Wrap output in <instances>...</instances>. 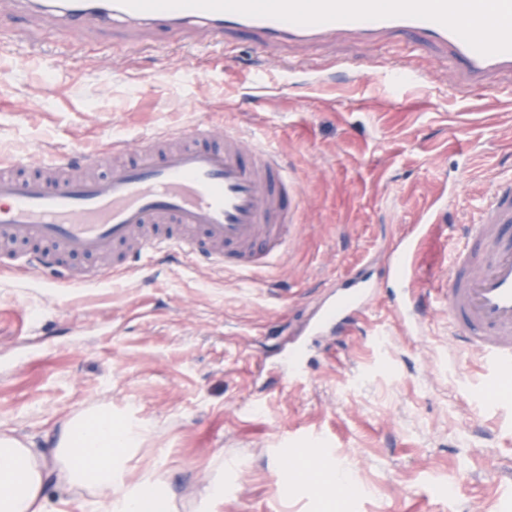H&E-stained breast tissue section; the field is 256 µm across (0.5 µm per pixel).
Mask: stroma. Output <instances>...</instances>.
Masks as SVG:
<instances>
[{"mask_svg":"<svg viewBox=\"0 0 512 512\" xmlns=\"http://www.w3.org/2000/svg\"><path fill=\"white\" fill-rule=\"evenodd\" d=\"M0 30V159L31 167L116 137L133 151L204 123L269 142L303 199L285 260L251 278L147 255L80 288L0 271V429L46 450L64 420L111 406L147 427L123 479L161 481L172 512H203L218 478L216 512H512V373L463 354L439 306L408 338L383 290L311 353L301 385L272 367L324 286L378 274L440 187L454 194L448 223L467 224L512 177V75L457 94L442 49L406 34L290 48L298 68L285 78L245 41L228 57L203 41L133 47L121 28L73 43L8 12ZM396 60L420 72L418 87L392 85ZM455 245L445 234L427 244L421 289ZM339 462L359 493L327 490Z\"/></svg>","mask_w":512,"mask_h":512,"instance_id":"1","label":"stroma"}]
</instances>
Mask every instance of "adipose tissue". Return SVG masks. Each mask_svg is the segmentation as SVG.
I'll use <instances>...</instances> for the list:
<instances>
[{
	"label": "adipose tissue",
	"mask_w": 512,
	"mask_h": 512,
	"mask_svg": "<svg viewBox=\"0 0 512 512\" xmlns=\"http://www.w3.org/2000/svg\"><path fill=\"white\" fill-rule=\"evenodd\" d=\"M146 431L138 422H117L108 406L64 422L47 454L0 431V512H55L49 488L56 479L90 490L89 512H170L159 483L146 478L130 485L121 477L124 456Z\"/></svg>",
	"instance_id": "ef3b65f1"
}]
</instances>
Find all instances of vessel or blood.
<instances>
[{
	"instance_id": "vessel-or-blood-1",
	"label": "vessel or blood",
	"mask_w": 512,
	"mask_h": 512,
	"mask_svg": "<svg viewBox=\"0 0 512 512\" xmlns=\"http://www.w3.org/2000/svg\"><path fill=\"white\" fill-rule=\"evenodd\" d=\"M30 19L53 18L66 33L128 26L132 39L157 34L185 42L203 29L209 44L227 36L254 38L261 54L339 37L376 43L395 33L437 45L463 74L462 88H486L512 74V0H10ZM302 200L290 169L269 144L198 124L155 134L127 154L82 159L53 154L37 168L0 163V245L27 244L0 256L4 269H50L77 285L100 282L92 269L74 273L72 256L111 260L126 273L144 255L201 257L210 264L258 272L282 263ZM440 191L408 225L390 255L393 312L405 336L422 337L425 304L419 281L423 245L445 219ZM381 284L359 271L332 283L325 299L280 360L288 383L307 376L305 354L319 338L363 315ZM441 305L453 335L477 352L488 370L512 371V179L498 181L476 221L461 225L441 285Z\"/></svg>"
}]
</instances>
